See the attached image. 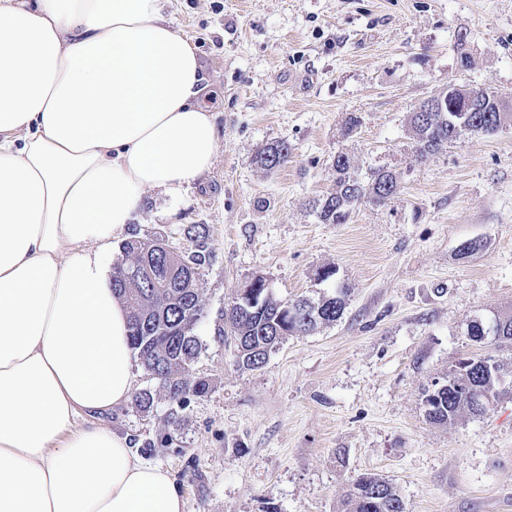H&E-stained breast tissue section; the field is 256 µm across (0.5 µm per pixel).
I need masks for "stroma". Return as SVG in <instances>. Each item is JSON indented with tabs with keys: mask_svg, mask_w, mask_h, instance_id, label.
Segmentation results:
<instances>
[{
	"mask_svg": "<svg viewBox=\"0 0 512 512\" xmlns=\"http://www.w3.org/2000/svg\"><path fill=\"white\" fill-rule=\"evenodd\" d=\"M163 15L200 59L218 152L190 188L146 192L126 234L191 252L185 228L206 225L194 372L211 390L170 445L164 397L102 422L170 472L185 512H341L363 473L391 482L405 512H512V394L448 425L421 405L456 357L488 352L464 322L512 314V119L423 159L409 123L452 81L512 97V0H165ZM276 140L292 154L264 170L255 157ZM340 151L363 174L395 169L402 191L324 224L312 204ZM470 240L481 249L460 256ZM258 275L280 300L340 284L350 296L336 324L250 371L222 314Z\"/></svg>",
	"mask_w": 512,
	"mask_h": 512,
	"instance_id": "stroma-1",
	"label": "stroma"
}]
</instances>
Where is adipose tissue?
Here are the masks:
<instances>
[{"label":"adipose tissue","instance_id":"1","mask_svg":"<svg viewBox=\"0 0 512 512\" xmlns=\"http://www.w3.org/2000/svg\"><path fill=\"white\" fill-rule=\"evenodd\" d=\"M205 90L161 0H0V512H183L98 421L134 391L104 257L212 168Z\"/></svg>","mask_w":512,"mask_h":512}]
</instances>
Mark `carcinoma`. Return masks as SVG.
<instances>
[{
    "label": "carcinoma",
    "instance_id": "cac0c4a2",
    "mask_svg": "<svg viewBox=\"0 0 512 512\" xmlns=\"http://www.w3.org/2000/svg\"><path fill=\"white\" fill-rule=\"evenodd\" d=\"M508 117L507 112H413L410 125L415 152L424 158L447 147L459 138L456 126L461 122L492 134ZM290 154L287 141H274L258 152L256 163L267 171L277 170L288 162ZM333 167L335 188L314 204L324 224H345L355 206L363 202L382 205L400 192V175L393 170L379 168L368 180H360L353 158L344 152L337 154ZM187 235L197 242L198 250L166 253L156 248L155 238H132L122 245V259L112 267V288L129 312L131 346L145 374L157 385L136 393L135 406L148 413L157 392L164 393L170 404L167 442L174 441L192 400L210 391L208 380L193 374V365L202 351L195 327L204 312L199 280L207 261L206 228L193 225ZM264 282L259 276L247 282L242 291L252 296L254 303L224 316L236 341L238 365L246 370L262 369L288 337L335 324L347 304L348 289L344 286L316 300L282 302L263 287ZM496 322L501 339L495 347H512V315L498 317ZM482 360L481 356L465 353L448 367V375L433 383L429 407L425 408L430 423L446 425L464 412L483 414L485 408L472 405L468 397L473 388L490 392L496 401L500 399L498 377L503 375V366L497 362L485 369L480 365ZM342 512H404V504L391 483L364 473L353 482Z\"/></svg>",
    "mask_w": 512,
    "mask_h": 512
}]
</instances>
